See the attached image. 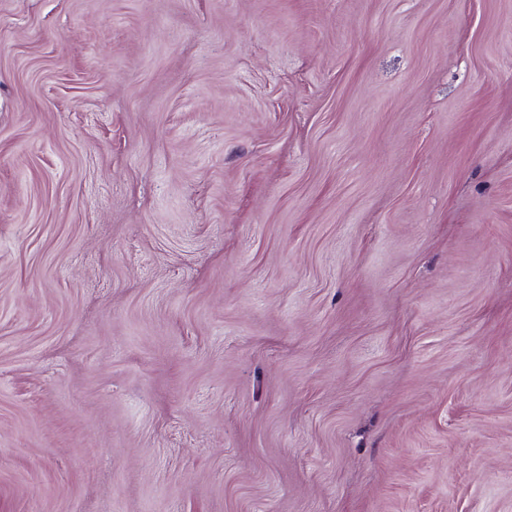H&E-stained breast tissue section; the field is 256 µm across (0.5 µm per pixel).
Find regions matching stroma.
Masks as SVG:
<instances>
[{"instance_id":"stroma-1","label":"stroma","mask_w":512,"mask_h":512,"mask_svg":"<svg viewBox=\"0 0 512 512\" xmlns=\"http://www.w3.org/2000/svg\"><path fill=\"white\" fill-rule=\"evenodd\" d=\"M0 512H512V0H0Z\"/></svg>"}]
</instances>
